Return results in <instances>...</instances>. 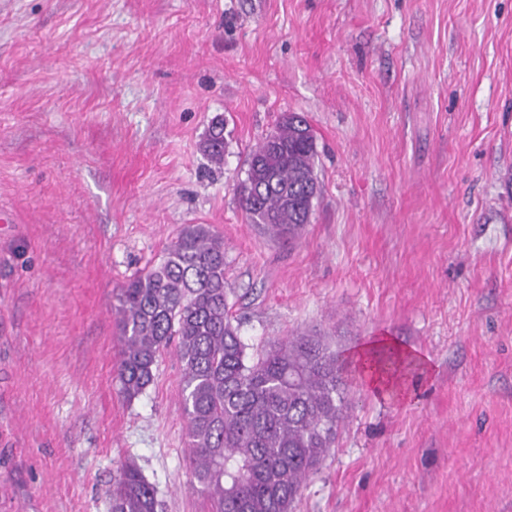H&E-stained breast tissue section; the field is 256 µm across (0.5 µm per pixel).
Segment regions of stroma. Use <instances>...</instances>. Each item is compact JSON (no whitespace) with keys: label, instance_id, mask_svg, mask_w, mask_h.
<instances>
[{"label":"stroma","instance_id":"35a3bbf8","mask_svg":"<svg viewBox=\"0 0 512 512\" xmlns=\"http://www.w3.org/2000/svg\"><path fill=\"white\" fill-rule=\"evenodd\" d=\"M291 113L318 192L276 240L237 186ZM0 211V512H110L127 465L212 512L174 351L134 399L116 379L117 294L189 224L250 352L426 362L403 401L352 381L293 512H512V0H0ZM227 141L224 137V116H215L209 126L208 134L202 143L203 152L217 166H223Z\"/></svg>","mask_w":512,"mask_h":512}]
</instances>
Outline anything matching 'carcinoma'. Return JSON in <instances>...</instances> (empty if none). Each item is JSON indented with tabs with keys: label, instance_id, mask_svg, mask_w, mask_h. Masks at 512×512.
Segmentation results:
<instances>
[{
	"label": "carcinoma",
	"instance_id": "cac0c4a2",
	"mask_svg": "<svg viewBox=\"0 0 512 512\" xmlns=\"http://www.w3.org/2000/svg\"><path fill=\"white\" fill-rule=\"evenodd\" d=\"M224 116L202 143L224 165ZM316 143L294 113L249 153L237 187L248 223L294 239L310 222L318 191ZM224 238L187 225L163 262L117 295L120 392L129 400L153 384L159 358L175 346L183 367L189 467L212 512H292L310 475L347 419L350 365L317 336H290L248 355L226 299ZM111 512H157L154 486L125 467Z\"/></svg>",
	"mask_w": 512,
	"mask_h": 512
}]
</instances>
